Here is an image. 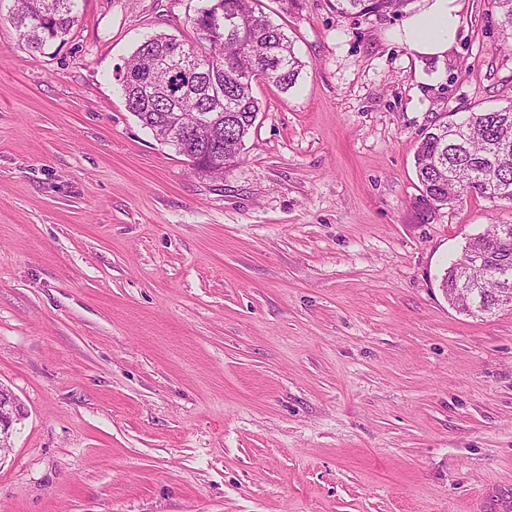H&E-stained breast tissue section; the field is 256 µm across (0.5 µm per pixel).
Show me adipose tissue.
<instances>
[{"label": "adipose tissue", "mask_w": 512, "mask_h": 512, "mask_svg": "<svg viewBox=\"0 0 512 512\" xmlns=\"http://www.w3.org/2000/svg\"><path fill=\"white\" fill-rule=\"evenodd\" d=\"M458 10L456 0H431L425 10L405 18L401 40L419 54L444 55L456 37Z\"/></svg>", "instance_id": "ef3b65f1"}]
</instances>
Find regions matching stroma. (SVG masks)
Segmentation results:
<instances>
[{"mask_svg": "<svg viewBox=\"0 0 512 512\" xmlns=\"http://www.w3.org/2000/svg\"><path fill=\"white\" fill-rule=\"evenodd\" d=\"M205 0H80L31 51L0 15V512H512V310L440 289L512 205L429 207L414 152L512 102L489 0L448 52L401 19L260 0L305 68L243 160L197 173L114 79ZM23 414V408L15 395L0 385V447H11L13 424L19 421Z\"/></svg>", "mask_w": 512, "mask_h": 512, "instance_id": "obj_1", "label": "stroma"}]
</instances>
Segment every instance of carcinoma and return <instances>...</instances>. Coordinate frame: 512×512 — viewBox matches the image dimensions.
I'll return each mask as SVG.
<instances>
[{"label":"carcinoma","mask_w":512,"mask_h":512,"mask_svg":"<svg viewBox=\"0 0 512 512\" xmlns=\"http://www.w3.org/2000/svg\"><path fill=\"white\" fill-rule=\"evenodd\" d=\"M257 0H210L189 18L194 40L157 33L146 39L126 62L134 72L151 75L152 95L136 84L122 85L125 104L155 137L177 154L193 159V168L218 175L237 165L261 112L253 83L262 78L282 91L294 88L305 68L281 27L255 6ZM499 25L512 33V0H491ZM410 0H335L343 18L400 15ZM224 12V30L201 35L209 18ZM79 0H14L10 19L20 39L31 49L66 41L78 20ZM210 112L217 118L213 137L220 142L218 159L197 153L192 136H174L181 115ZM423 200L442 206L460 189L465 195L512 203V104L467 113L462 120H442L428 129L415 154ZM482 250L480 269L464 271L465 259L452 262L440 287L455 295L469 289L475 295L468 314L487 315L499 308L491 290L503 264L512 270V224L494 225L469 239L463 252Z\"/></svg>","instance_id":"carcinoma-1"}]
</instances>
